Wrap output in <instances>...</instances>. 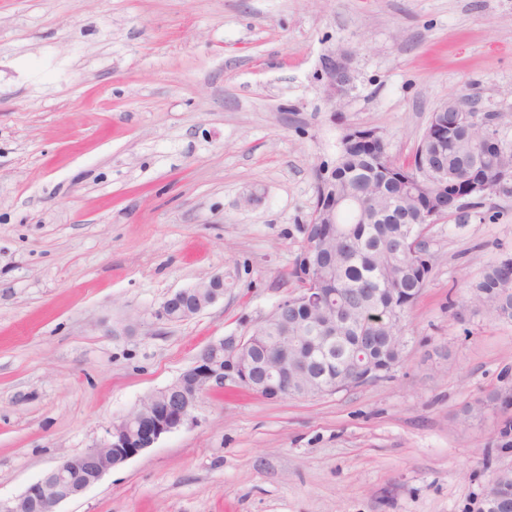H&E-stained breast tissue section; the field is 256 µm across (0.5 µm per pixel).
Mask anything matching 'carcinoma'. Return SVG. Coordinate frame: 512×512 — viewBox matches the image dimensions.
Segmentation results:
<instances>
[{
  "label": "carcinoma",
  "instance_id": "cac0c4a2",
  "mask_svg": "<svg viewBox=\"0 0 512 512\" xmlns=\"http://www.w3.org/2000/svg\"><path fill=\"white\" fill-rule=\"evenodd\" d=\"M498 112H472L467 122L442 135L448 113L434 112L412 156L404 161L382 157L379 144L343 137L336 162L316 170V184L336 179V198H353L357 208L336 207V222L314 227L326 254L320 268L308 271L297 257L293 275L310 273L311 287L336 302L331 308L294 303L288 330L273 316L256 337L259 347L280 342L288 362L297 367V388L314 377L336 384L340 392L356 387L345 373L347 362L359 354L358 339L376 336L385 346L365 354L384 368L385 378L407 356L402 329L427 286L436 258L429 250L430 224L423 217L447 203V195L462 187L471 191L474 175L486 187L472 191L468 203L479 204L495 193L502 176L512 173V142L500 139ZM448 170V178L435 174ZM466 306L492 320L512 322V254L502 255L484 270L469 289ZM336 321V337L324 339L322 325ZM302 341L296 343L293 337Z\"/></svg>",
  "mask_w": 512,
  "mask_h": 512
}]
</instances>
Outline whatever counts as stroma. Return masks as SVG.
<instances>
[{
	"label": "stroma",
	"mask_w": 512,
	"mask_h": 512,
	"mask_svg": "<svg viewBox=\"0 0 512 512\" xmlns=\"http://www.w3.org/2000/svg\"><path fill=\"white\" fill-rule=\"evenodd\" d=\"M461 92L512 141V0H0V499L295 293L349 129L403 160ZM466 214L430 230L391 378L274 400L225 381L60 512H472L512 465V323L448 303L512 253V195ZM220 272L223 299L155 318ZM327 79L326 89L330 101L336 104V99L347 90L351 76L346 57H331L325 66ZM198 285V284H197ZM197 285L191 287L196 288ZM191 288L179 290L168 297L157 309L155 316L158 320L165 322H179L183 320H176L172 315L168 314L169 307L173 304L180 302L184 297H187ZM189 307V302L182 301L181 305H176L170 308L169 313H174L179 318H183V312Z\"/></svg>",
	"instance_id": "obj_1"
}]
</instances>
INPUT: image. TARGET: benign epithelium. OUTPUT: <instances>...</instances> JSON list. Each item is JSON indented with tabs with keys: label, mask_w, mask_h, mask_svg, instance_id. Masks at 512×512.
<instances>
[{
	"label": "benign epithelium",
	"mask_w": 512,
	"mask_h": 512,
	"mask_svg": "<svg viewBox=\"0 0 512 512\" xmlns=\"http://www.w3.org/2000/svg\"><path fill=\"white\" fill-rule=\"evenodd\" d=\"M326 89L330 101L347 90L351 76L346 57L328 60L325 66ZM189 290L173 293L157 309L155 316L165 322L175 318L169 307L188 296ZM224 297V274L210 278L205 301L192 306L195 316ZM231 378L239 384L276 399L291 390L293 367L279 348L272 347L257 358L254 337L221 338L205 345L194 364L168 386L152 393L138 407L108 423L103 438L93 448L64 459L30 484L13 500L0 501V512H56V507L78 497L99 482L112 468L154 445L162 436L194 420L203 395L211 388L224 386ZM489 497L502 509L512 507V482L491 484Z\"/></svg>",
	"instance_id": "7a95c632"
}]
</instances>
